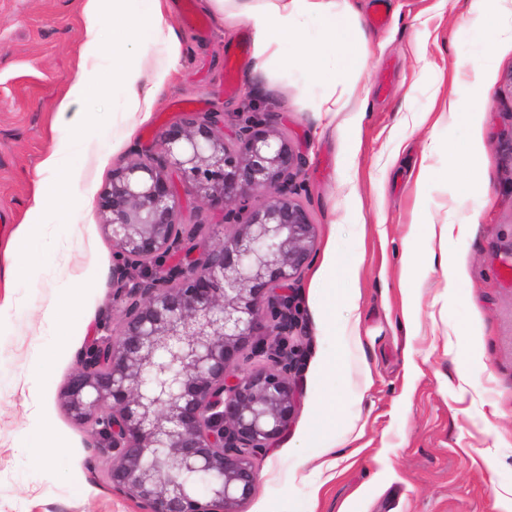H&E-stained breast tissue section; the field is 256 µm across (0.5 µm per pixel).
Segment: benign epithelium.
<instances>
[{"mask_svg":"<svg viewBox=\"0 0 512 512\" xmlns=\"http://www.w3.org/2000/svg\"><path fill=\"white\" fill-rule=\"evenodd\" d=\"M159 145L117 164L99 196L125 309L61 398L112 455V489L145 512H239L298 404L296 285L315 239L297 199L303 158L270 119L226 138L221 112L186 113ZM175 178L223 213L200 258ZM174 252L188 263L163 264ZM256 356L264 366L237 369Z\"/></svg>","mask_w":512,"mask_h":512,"instance_id":"7a95c632","label":"benign epithelium"}]
</instances>
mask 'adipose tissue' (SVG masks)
<instances>
[{
    "mask_svg": "<svg viewBox=\"0 0 512 512\" xmlns=\"http://www.w3.org/2000/svg\"><path fill=\"white\" fill-rule=\"evenodd\" d=\"M209 3L224 22L233 24L242 20L253 29L255 69H266L281 55L285 45H292L313 81L329 90L321 102V112L332 118L348 107V99L335 96L334 91L344 84L350 72L363 70L368 64L367 54L356 45L348 0H209ZM165 10V0H83L86 54L99 53L104 23H112L120 32L112 42V95L123 101L125 110L121 121L112 125L113 139L123 140L130 135L133 118L149 110L163 87L162 76L168 75L175 63L177 36L164 22ZM157 44L165 47L167 56L160 66V79L146 83L133 62V53ZM89 85V72L77 69L58 104L57 114L68 118L73 137L69 144L53 150L41 163L43 177L28 211L30 220L19 225L6 245L9 257L4 272L6 279H13L18 270L32 263L31 241L38 231L36 222L58 205L68 189L69 181L60 172L71 148L78 146L82 138L84 117L75 107L85 98Z\"/></svg>",
    "mask_w": 512,
    "mask_h": 512,
    "instance_id": "1",
    "label": "adipose tissue"
}]
</instances>
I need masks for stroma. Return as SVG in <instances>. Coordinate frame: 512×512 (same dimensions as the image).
Wrapping results in <instances>:
<instances>
[{
  "mask_svg": "<svg viewBox=\"0 0 512 512\" xmlns=\"http://www.w3.org/2000/svg\"><path fill=\"white\" fill-rule=\"evenodd\" d=\"M372 0H353L367 68L350 80L366 101L361 142L352 148L345 128L352 115L321 122L323 88L314 86L293 47L267 74L252 76L250 58L230 76L228 58L252 45L240 24L222 38L204 0H169L166 14L179 36V58L150 118L113 143L111 27L102 30L101 55L85 57L82 0H0V243L27 218L42 177L40 164L71 127L57 119L70 74L86 67L90 91L81 105L89 119L87 150L67 160L68 191L44 216L32 243L36 268L0 285V512H144L113 491L107 459L87 427L67 414L61 390L84 348L118 322L112 297L111 238L103 229L100 193L112 169L132 151L158 153L159 136L187 112H221L233 134L255 113L273 116L305 158L301 203L315 224L314 263L325 246L340 261L362 260L358 280L340 276L336 292L356 293L355 305L327 312L326 290L311 288V271L298 285L306 338L298 384L300 403L288 431L262 456L253 495L241 512H505L498 492L512 488V44L492 47L482 27L494 0H388L385 23L370 22ZM451 95L471 111L478 94L488 166L484 186L474 167L451 168L449 149L470 141L469 125L448 119L418 124L435 94ZM426 163L437 176L410 178ZM179 222L203 225L207 248L222 236L223 214L175 183ZM480 224L466 240L449 239V263L466 275L448 291L441 266L422 264L413 279L419 295L414 338L400 326V257L419 249L424 224ZM86 286L71 316L46 323L43 310L60 300L76 276ZM360 319V344L347 338ZM479 319L483 355L469 359L461 328ZM344 358L346 379L323 371ZM419 366L410 372L406 360ZM362 389L360 404L323 420L326 393ZM39 390L45 431L57 455L34 461L29 431L31 390ZM498 408L492 430L483 414ZM346 459L327 466L326 446Z\"/></svg>",
  "mask_w": 512,
  "mask_h": 512,
  "instance_id": "obj_1",
  "label": "stroma"
}]
</instances>
